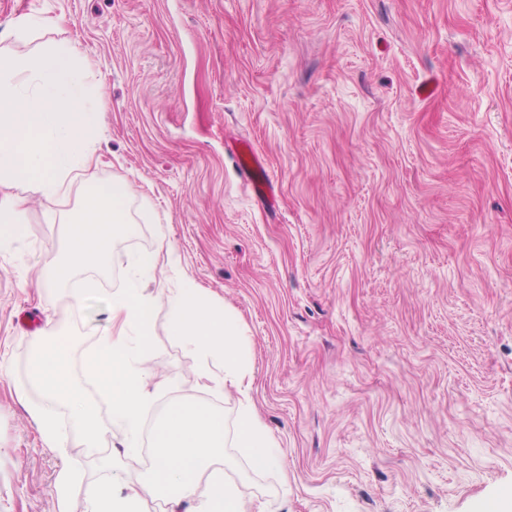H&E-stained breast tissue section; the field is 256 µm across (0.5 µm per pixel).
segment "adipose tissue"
Masks as SVG:
<instances>
[{
    "instance_id": "1",
    "label": "adipose tissue",
    "mask_w": 512,
    "mask_h": 512,
    "mask_svg": "<svg viewBox=\"0 0 512 512\" xmlns=\"http://www.w3.org/2000/svg\"><path fill=\"white\" fill-rule=\"evenodd\" d=\"M79 51L70 45H50L28 57H0V247L25 237L27 197L17 185L40 193L44 203L63 199L73 182L88 173L95 159L91 144L106 110L103 95L91 88ZM131 190L112 181L89 180L80 208L65 231L62 258L45 273L54 285L69 282L76 270L99 267L112 254L119 234L132 233ZM170 275L175 288L147 294L145 279ZM169 315L171 336L195 352L203 364L220 367L215 390H236L240 412L236 445L253 470L280 467L279 456L250 398L252 367L243 357L239 334L223 307L186 276L176 251L168 243L133 257L125 288L112 296V332L88 358L84 373L93 377L112 404V423L120 428L129 451L140 446L143 430L152 435L147 478L127 493H115L111 483L81 487L70 470L58 476L63 504L80 500L83 512H140L145 499L170 505L198 501L197 512H251L245 485L229 482L213 460L224 450V416L212 407L179 401L168 404L153 425L145 416L153 398L146 389L157 375L147 351L159 309ZM27 381L43 395L36 421L44 447L66 454L71 437L82 447L98 448L102 427L94 404L72 377L62 338L40 343L30 358ZM68 413L67 422L56 417ZM204 499H197L199 484Z\"/></svg>"
}]
</instances>
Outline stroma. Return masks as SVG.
<instances>
[{
    "label": "stroma",
    "instance_id": "35a3bbf8",
    "mask_svg": "<svg viewBox=\"0 0 512 512\" xmlns=\"http://www.w3.org/2000/svg\"><path fill=\"white\" fill-rule=\"evenodd\" d=\"M27 15L45 24L17 39ZM49 43L84 53L104 96L96 177L154 219L41 289L64 225L17 186L30 234L0 248V512H61L66 465L118 492L146 478L82 362L162 229L253 367L282 466L253 471L230 444L215 461L253 512H512V0H0L1 54ZM242 139L275 205L239 174ZM51 325L105 428L92 454L42 446L26 369ZM150 340L167 385L152 416L191 400L233 432L236 393L209 389L166 311Z\"/></svg>",
    "mask_w": 512,
    "mask_h": 512
}]
</instances>
